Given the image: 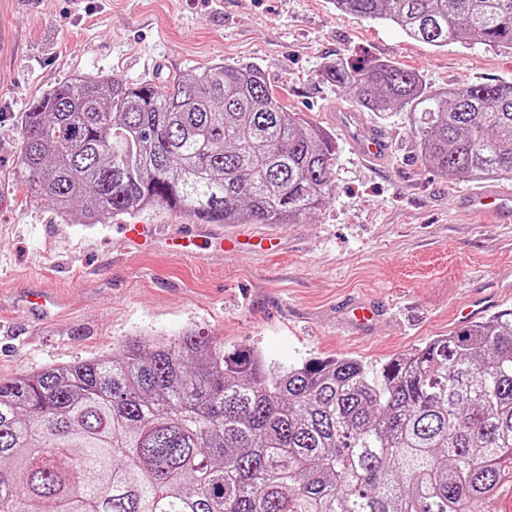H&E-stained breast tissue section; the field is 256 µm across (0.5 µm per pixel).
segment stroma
Masks as SVG:
<instances>
[{
  "label": "stroma",
  "instance_id": "35a3bbf8",
  "mask_svg": "<svg viewBox=\"0 0 512 512\" xmlns=\"http://www.w3.org/2000/svg\"><path fill=\"white\" fill-rule=\"evenodd\" d=\"M377 59L418 70L435 92L512 82V49L433 47L332 0H0V377L191 326L281 366L328 355L380 364L460 328L458 306L492 289L512 309V215L460 212L475 192L512 193V178L454 181L424 164L405 110L363 115L391 141L382 164L362 161L333 123L332 108L357 104L324 66ZM220 62L259 65L282 103L335 140L331 194L311 217L223 227L278 239V252L204 245L179 257L166 240L191 222L163 208L133 218L156 239L143 251L123 239L125 217L71 224L16 189L21 118L35 98L79 76L163 84ZM30 288L57 289L68 311L33 322L13 301ZM358 304L377 315L354 327Z\"/></svg>",
  "mask_w": 512,
  "mask_h": 512
}]
</instances>
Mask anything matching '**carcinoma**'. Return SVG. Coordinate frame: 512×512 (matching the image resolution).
I'll return each instance as SVG.
<instances>
[{"label":"carcinoma","instance_id":"carcinoma-1","mask_svg":"<svg viewBox=\"0 0 512 512\" xmlns=\"http://www.w3.org/2000/svg\"><path fill=\"white\" fill-rule=\"evenodd\" d=\"M434 47L512 49V0H334ZM369 112L417 113L422 161L512 177V83L433 94L420 73L338 61ZM17 187L74 224L151 208L198 224H296L332 189L335 145L257 65L169 84L75 78L32 101ZM512 311L373 368L272 366L188 328L0 378V512H507Z\"/></svg>","mask_w":512,"mask_h":512}]
</instances>
